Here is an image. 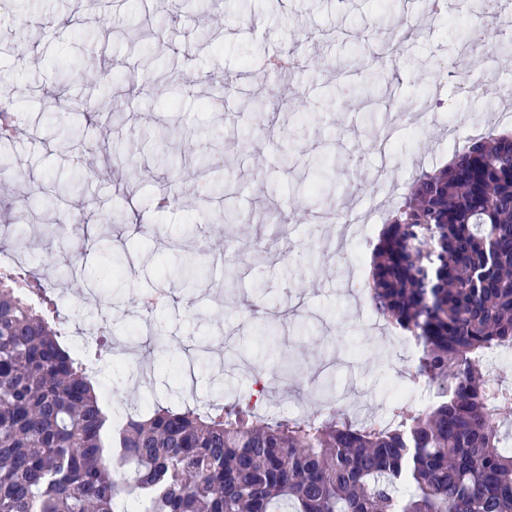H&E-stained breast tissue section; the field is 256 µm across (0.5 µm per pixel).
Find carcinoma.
<instances>
[{
	"mask_svg": "<svg viewBox=\"0 0 512 512\" xmlns=\"http://www.w3.org/2000/svg\"><path fill=\"white\" fill-rule=\"evenodd\" d=\"M126 2L100 0L105 19ZM78 231L48 224L44 241L80 291L64 245ZM368 298L418 342L413 379L436 402L396 401L385 425L158 404L112 431L109 454L82 360L0 275V512H512V395L484 375L512 348L511 133L416 180L383 227Z\"/></svg>",
	"mask_w": 512,
	"mask_h": 512,
	"instance_id": "1",
	"label": "carcinoma"
}]
</instances>
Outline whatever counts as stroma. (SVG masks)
Instances as JSON below:
<instances>
[{"mask_svg": "<svg viewBox=\"0 0 512 512\" xmlns=\"http://www.w3.org/2000/svg\"><path fill=\"white\" fill-rule=\"evenodd\" d=\"M426 8L427 0H393L388 11L381 0H133L122 31L111 33L96 0H10L9 19L0 21V79L18 88L7 107L20 135L0 139V157L8 161L0 178L13 187L0 194V213L15 197L28 196V248L26 267L16 268L8 257L11 241L0 239V270L22 280L54 260L39 228L71 222L72 211L46 207L40 186L57 183L120 217L138 213L141 230L126 231L121 220L112 226L116 249L127 254L121 271L112 270L96 241L78 239L81 275L93 291L60 288L52 295L64 336L104 322L116 336L138 329L165 336L163 349L131 354L101 347L104 369L113 375V404L133 413L155 399L206 407L236 397L269 417L336 408L360 422L389 421L388 390L411 386L415 349L375 316L363 290L382 213L416 174L448 162L450 140L512 131V66L482 63L476 72L484 81L471 91L469 57L447 65L449 30H468L484 13L450 7L431 15ZM399 17L416 34L404 41L399 69L378 67L379 90L366 97L367 74L353 59L367 27L391 35ZM148 18L165 26V37L153 42L148 66L126 68L138 54L127 34ZM213 18L222 34L208 43L201 34ZM293 42L300 46V70L272 82L277 111H256L246 61L263 65ZM90 56L109 68L113 85L149 87L117 121L98 107L101 87L60 75L72 58ZM287 83L294 95L283 93ZM77 94L97 114L88 148L67 143L59 122ZM368 115L389 135L387 157L365 138ZM174 122L190 129L193 142L172 149L163 168L155 162L152 134ZM291 130L298 133L296 149L345 159L333 188L298 196L307 169H283L270 145ZM104 142L120 151L122 165L110 177L81 178L69 188L81 163L103 166L96 146ZM199 146L219 148L216 165L230 199L250 222L222 224L225 199L192 159ZM167 189L177 192L176 202L155 210L156 196ZM374 198L378 216L368 210ZM352 210L359 220L347 228L325 220ZM224 234L259 240L260 248L222 253L213 243ZM183 252L202 256L221 291H187L163 275ZM256 309L281 312L278 347L293 355L301 387L286 389L264 376L274 359L265 353L268 338L252 315Z\"/></svg>", "mask_w": 512, "mask_h": 512, "instance_id": "35a3bbf8", "label": "stroma"}]
</instances>
